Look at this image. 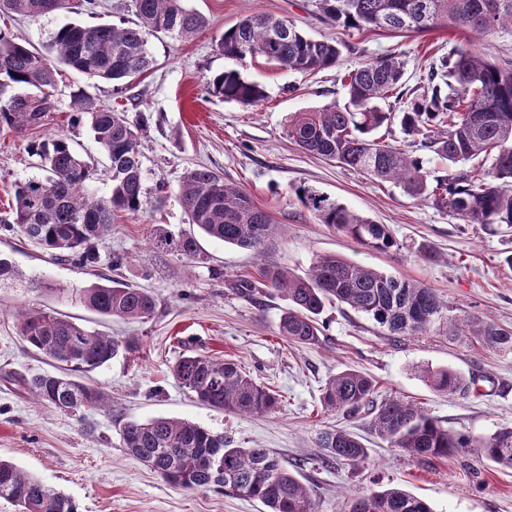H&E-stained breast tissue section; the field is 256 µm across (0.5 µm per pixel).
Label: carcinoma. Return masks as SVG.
Returning a JSON list of instances; mask_svg holds the SVG:
<instances>
[{"instance_id": "1", "label": "carcinoma", "mask_w": 512, "mask_h": 512, "mask_svg": "<svg viewBox=\"0 0 512 512\" xmlns=\"http://www.w3.org/2000/svg\"><path fill=\"white\" fill-rule=\"evenodd\" d=\"M315 7L343 35L365 29L426 33L458 29L478 38L512 36V0H314ZM137 22L119 27L70 22L43 49H31L0 29V131L34 130L52 109L58 67L93 78L122 83L150 69L148 39L159 33L190 39L206 18L184 0H133ZM71 0H0V14L39 18L70 11ZM345 41L314 39L290 22L264 12L224 30L218 47L244 63L257 57L283 69L315 73L336 66ZM405 61L390 54L361 62L345 76L343 97L318 112H300L288 123L287 136L302 150L366 174L375 183H392L410 197L448 212L468 224L512 226V60L500 66L476 44L457 49L429 66L419 90L405 88ZM208 93L252 105L265 91L261 84L228 69L207 82ZM76 120H87L94 141L108 162L109 191L92 190L98 161L84 158L70 139L58 134L28 143V153L45 172L41 179L15 185L9 214L0 224L17 227L54 260L79 265L97 261V244L112 234L114 217L138 218L143 212V168L137 126L126 112L99 104L85 89L71 92ZM399 121L405 134L417 135L418 150L429 149L453 165L480 156L487 169L459 170L428 181L420 158L393 138ZM182 204L191 222L226 245L259 252L273 228L271 214L258 207L240 186L208 168L186 172ZM295 194L320 223L374 251L398 246L390 227L353 211L315 190ZM186 257L198 252L196 238L167 236ZM244 291L280 293L288 299L280 335L298 344L319 342L318 316L326 303L344 304L371 318L390 336H420L448 317V337H474L491 349L512 351V331L493 322L445 315L448 304L431 288L401 280L338 256L317 258L297 275L268 266L260 279L244 280ZM81 303L106 317L145 322L154 315L153 295L112 278L79 289ZM20 335L51 360L56 372L23 379L33 399L66 414L112 407L97 387L75 376L92 372L134 343L90 330L61 314L34 311L20 315ZM174 378L197 399L236 415L272 414L279 409L275 391L256 382L233 360L183 355ZM431 387L454 396L467 382L450 369L428 374ZM370 376L344 369L330 376L320 396L323 409L370 417L374 432L411 460L428 462L460 449L474 448L494 463L512 468V424L471 439L456 434L425 409L400 396L377 399ZM122 447L153 468L168 484L184 490L228 491L259 500L266 512H315L312 493L266 448H242L227 436L197 423L157 417L130 420L121 429ZM325 459L352 467L364 465L369 449L345 429L320 437ZM0 498L20 512H78L74 500L39 478L0 459ZM345 512H433L423 498L397 487L362 496Z\"/></svg>"}]
</instances>
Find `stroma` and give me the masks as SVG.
<instances>
[{"label": "stroma", "mask_w": 512, "mask_h": 512, "mask_svg": "<svg viewBox=\"0 0 512 512\" xmlns=\"http://www.w3.org/2000/svg\"><path fill=\"white\" fill-rule=\"evenodd\" d=\"M89 14L84 0L74 12L36 19H0V28L35 48H43L65 23L83 20L131 24L132 0H99ZM207 19L190 40L160 34L149 40L153 67L123 92L111 82L63 70L53 108L38 130L0 132V213L15 184L42 178L27 152L34 136L63 134L82 154L99 156L86 124L75 123L73 89L84 88L99 103L126 110L129 119L146 115L138 135L143 167L144 211L135 219L116 218L100 242L92 266L57 263L19 230L0 228V257L22 272L0 281V458L15 463L71 497L78 512H265L256 500L209 489L171 486L147 465L128 455L120 430L129 420L187 419L228 435L245 448H266L297 468L311 490L316 512H343L354 499L390 486L419 496L435 512H512V469L470 451L427 463L410 460L372 434L369 419L324 411L320 390L337 372L351 368L372 377L379 397L400 396L419 403L445 427L479 438L512 423V353L470 338L452 340L445 323L424 336L393 338L364 314L331 304L319 317L323 336L299 345L278 332L288 303L272 293L251 299L236 293L239 280H256L263 267L283 266L302 274L317 256L336 254L400 279L436 290L455 314H465L512 330V227L466 224L391 184L379 185L340 164L302 151L288 139V119L315 112L341 98L342 78L359 62L390 53L406 61L407 87L418 86L433 59L467 45L461 30L394 35L364 31L348 40L339 64L308 75L257 58L237 64L217 43L224 30L254 13L288 20L309 36L338 33L311 0H185ZM239 68L262 84L266 97L243 106L206 93V83L228 68ZM206 167L246 189L277 226L261 252L243 250L197 234L179 199L186 171ZM305 186L327 194L377 223L389 225L398 249L379 253L319 222L295 195ZM164 226L174 234L196 233L200 249L191 258L156 246ZM121 257L113 266V257ZM102 277L149 291L157 301L145 323L102 318L76 298L30 288L37 279L79 289ZM31 308L59 312L88 328L137 347L91 372L90 381L112 400L111 412L64 414L42 406L21 385L50 371L51 361L19 335L17 312ZM237 361L258 382L278 391L281 406L265 416H239L199 402L176 381L171 368L190 352ZM453 369L469 381L466 393L434 391L428 370ZM343 428L370 450L365 466L323 460L321 432Z\"/></svg>", "instance_id": "stroma-1"}]
</instances>
